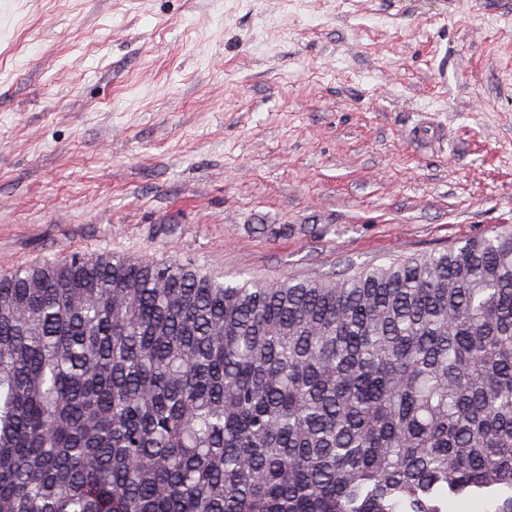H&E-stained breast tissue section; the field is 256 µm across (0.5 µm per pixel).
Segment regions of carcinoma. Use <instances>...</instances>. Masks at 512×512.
<instances>
[{
  "label": "carcinoma",
  "mask_w": 512,
  "mask_h": 512,
  "mask_svg": "<svg viewBox=\"0 0 512 512\" xmlns=\"http://www.w3.org/2000/svg\"><path fill=\"white\" fill-rule=\"evenodd\" d=\"M512 512V224L313 279L0 276V512Z\"/></svg>",
  "instance_id": "1"
}]
</instances>
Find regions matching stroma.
Returning <instances> with one entry per match:
<instances>
[{
  "mask_svg": "<svg viewBox=\"0 0 512 512\" xmlns=\"http://www.w3.org/2000/svg\"><path fill=\"white\" fill-rule=\"evenodd\" d=\"M512 224V0H0V275H333Z\"/></svg>",
  "mask_w": 512,
  "mask_h": 512,
  "instance_id": "obj_1",
  "label": "stroma"
}]
</instances>
